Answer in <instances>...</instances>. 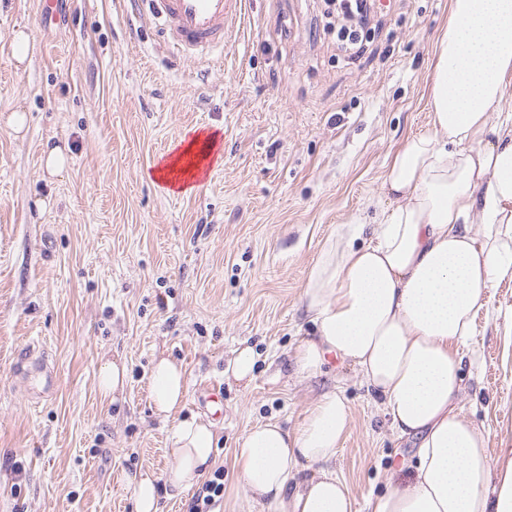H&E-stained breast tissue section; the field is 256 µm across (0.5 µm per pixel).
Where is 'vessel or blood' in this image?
<instances>
[{"label":"vessel or blood","instance_id":"obj_1","mask_svg":"<svg viewBox=\"0 0 512 512\" xmlns=\"http://www.w3.org/2000/svg\"><path fill=\"white\" fill-rule=\"evenodd\" d=\"M147 6L169 49L183 59L217 63L235 46L249 0H128Z\"/></svg>","mask_w":512,"mask_h":512}]
</instances>
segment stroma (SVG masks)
Masks as SVG:
<instances>
[{
    "label": "stroma",
    "mask_w": 512,
    "mask_h": 512,
    "mask_svg": "<svg viewBox=\"0 0 512 512\" xmlns=\"http://www.w3.org/2000/svg\"><path fill=\"white\" fill-rule=\"evenodd\" d=\"M449 0H381L382 33L356 58L324 29L322 0H251L223 64L172 61L147 14L123 0H68L51 25L39 0H0V512H134L129 475L164 485L174 422L154 412L156 357L182 362V417L213 421L224 493L213 512H277L238 479L237 443L277 421L296 430L341 392L350 428L332 464L355 512L404 485L417 441L399 436L358 369L329 359L299 380L291 358L313 325L304 284L324 242L379 198L404 141L431 133L428 75ZM30 37L25 64L12 33ZM28 117L23 134L8 119ZM203 129L218 136L208 182L176 193L152 177ZM66 170L42 167L47 141ZM478 313L458 407L512 448V280ZM258 356L228 378L237 348ZM33 365L22 373V351ZM128 383L102 402L106 357ZM221 386L223 408L197 402Z\"/></svg>",
    "instance_id": "35a3bbf8"
}]
</instances>
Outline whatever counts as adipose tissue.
<instances>
[{
  "mask_svg": "<svg viewBox=\"0 0 512 512\" xmlns=\"http://www.w3.org/2000/svg\"><path fill=\"white\" fill-rule=\"evenodd\" d=\"M511 88L512 0H449L429 84L432 133L396 152L371 221L343 225L308 274L316 330L296 349L295 375L317 376L331 354L349 362L394 430L419 442L411 482L375 498L371 512H512V457L492 468L485 436L457 409L475 316L512 279V113L488 122ZM149 391L157 413L180 411L182 366L157 359ZM349 427L346 400L328 392L296 432L274 422L250 429L239 478L279 512H355L329 467ZM173 437L166 483L177 496L211 471L215 425L181 420ZM305 466L311 477L285 498Z\"/></svg>",
  "mask_w": 512,
  "mask_h": 512,
  "instance_id": "ef3b65f1",
  "label": "adipose tissue"
}]
</instances>
